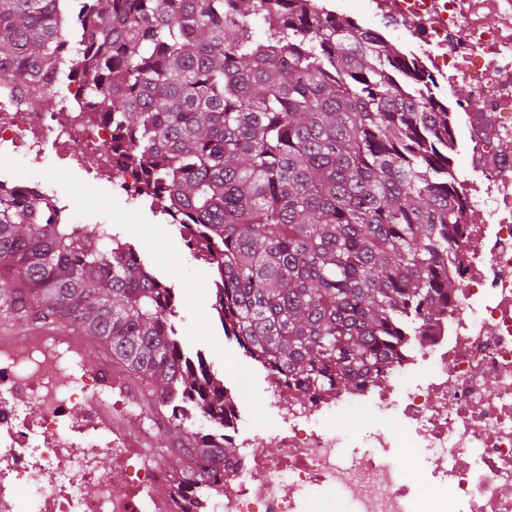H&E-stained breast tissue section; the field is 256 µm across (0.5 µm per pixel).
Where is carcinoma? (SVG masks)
Wrapping results in <instances>:
<instances>
[{"label": "carcinoma", "mask_w": 512, "mask_h": 512, "mask_svg": "<svg viewBox=\"0 0 512 512\" xmlns=\"http://www.w3.org/2000/svg\"><path fill=\"white\" fill-rule=\"evenodd\" d=\"M0 0V78L97 74L85 90L141 192L180 202L175 223L209 246L224 336L291 392L380 373L426 335L466 199L454 181L448 106L432 78L351 18L310 0ZM266 26L254 38L250 19ZM77 35L78 58H68ZM53 212L26 189L0 197V278L35 318L77 327L169 412L186 448L165 497L197 512L235 448L194 431L232 418L231 396L169 321L174 289L137 251Z\"/></svg>", "instance_id": "obj_1"}]
</instances>
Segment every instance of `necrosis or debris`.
<instances>
[{"label":"necrosis or debris","instance_id":"obj_1","mask_svg":"<svg viewBox=\"0 0 512 512\" xmlns=\"http://www.w3.org/2000/svg\"><path fill=\"white\" fill-rule=\"evenodd\" d=\"M372 18L405 26L407 54L456 99L451 153H463L464 233L452 252L457 288L426 336L405 344L384 373L355 387L265 398L281 450L266 455L264 434L225 428L237 456L224 488L204 512H512V0H370ZM96 75L79 69L70 102L54 112L26 106L30 87L0 80V153L82 165L134 194L138 170L112 150V127L84 95ZM56 344L29 335L0 352V512H160L150 495L163 478L135 449L103 433L98 402L105 372L87 365L67 377ZM36 403L40 416L29 419ZM83 408L74 418L75 408ZM348 413V432L333 430ZM426 456L433 492L396 469L400 436ZM125 476L119 493L96 468L101 452ZM26 489L18 499L16 488Z\"/></svg>","mask_w":512,"mask_h":512}]
</instances>
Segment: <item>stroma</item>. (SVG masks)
<instances>
[{"label": "stroma", "instance_id": "stroma-1", "mask_svg": "<svg viewBox=\"0 0 512 512\" xmlns=\"http://www.w3.org/2000/svg\"><path fill=\"white\" fill-rule=\"evenodd\" d=\"M93 159L73 169L60 161L53 149H46L41 166L20 157L0 155V172L20 183L46 181L65 199L76 224H108L114 234L131 242L142 261L175 290V313L171 318L183 344L201 350L218 379L229 388L242 414L247 432L273 430L276 420L263 407L267 374L235 341L229 340L217 319L212 288V270L198 260L172 224L161 205L142 197L130 200L110 180L93 179ZM115 384L106 386L102 409L111 419L123 422L133 444L154 441L159 448L181 444L179 430L167 415L150 412L139 399V385L120 367H113Z\"/></svg>", "mask_w": 512, "mask_h": 512}]
</instances>
